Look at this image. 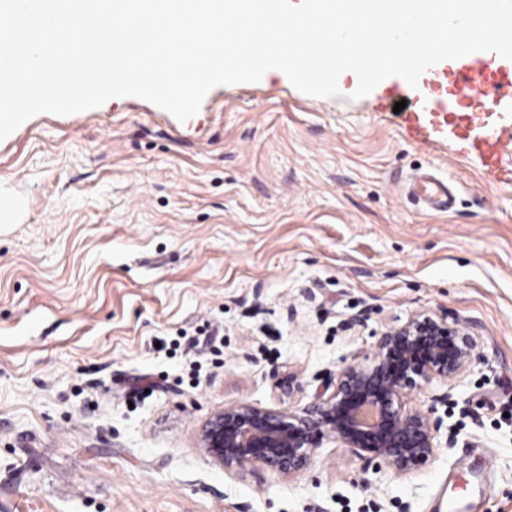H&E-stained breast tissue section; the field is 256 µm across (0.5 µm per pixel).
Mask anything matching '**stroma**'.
Listing matches in <instances>:
<instances>
[{
	"label": "stroma",
	"mask_w": 512,
	"mask_h": 512,
	"mask_svg": "<svg viewBox=\"0 0 512 512\" xmlns=\"http://www.w3.org/2000/svg\"><path fill=\"white\" fill-rule=\"evenodd\" d=\"M356 86L273 69L184 123L129 96L0 140V512H512V184L412 141L415 97ZM425 170L450 211L408 197ZM423 311L480 363L417 473L329 439L289 478L199 448L224 406L302 408Z\"/></svg>",
	"instance_id": "1"
}]
</instances>
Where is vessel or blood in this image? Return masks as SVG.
<instances>
[{
    "mask_svg": "<svg viewBox=\"0 0 512 512\" xmlns=\"http://www.w3.org/2000/svg\"><path fill=\"white\" fill-rule=\"evenodd\" d=\"M421 82L408 135L430 141L440 118L460 115L462 153L475 158L494 180L511 183L512 63L491 51L475 52L460 58L452 70L436 64L423 73ZM410 192L432 210L452 207L447 184L432 175L413 177Z\"/></svg>",
    "mask_w": 512,
    "mask_h": 512,
    "instance_id": "vessel-or-blood-1",
    "label": "vessel or blood"
}]
</instances>
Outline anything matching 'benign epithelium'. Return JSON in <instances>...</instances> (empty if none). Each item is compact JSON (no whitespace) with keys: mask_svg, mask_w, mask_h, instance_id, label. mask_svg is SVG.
Wrapping results in <instances>:
<instances>
[{"mask_svg":"<svg viewBox=\"0 0 512 512\" xmlns=\"http://www.w3.org/2000/svg\"><path fill=\"white\" fill-rule=\"evenodd\" d=\"M472 331L425 311L377 337L364 361L344 362L331 394L299 411L250 403L227 405L199 432V447L226 471L257 468L294 476L312 462L324 439L377 461L390 477L419 470L442 448L438 406L477 364ZM436 387L424 408H408L410 391Z\"/></svg>","mask_w":512,"mask_h":512,"instance_id":"7a95c632","label":"benign epithelium"}]
</instances>
